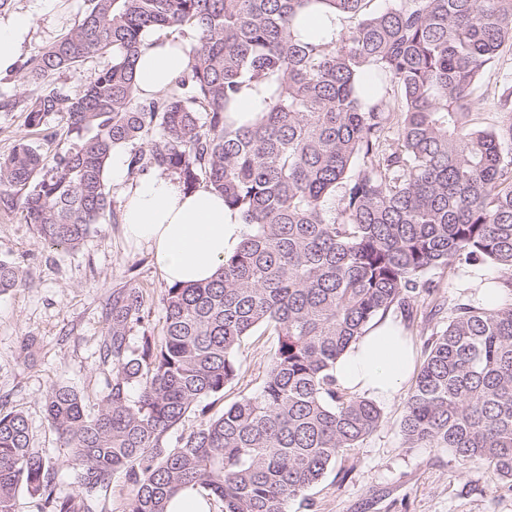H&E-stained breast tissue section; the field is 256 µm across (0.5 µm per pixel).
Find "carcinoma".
Listing matches in <instances>:
<instances>
[{
    "mask_svg": "<svg viewBox=\"0 0 512 512\" xmlns=\"http://www.w3.org/2000/svg\"><path fill=\"white\" fill-rule=\"evenodd\" d=\"M85 2L77 25L20 66L37 87L30 131L59 116L79 143L47 157L19 139L0 160V198L41 244L76 250L101 221H118L106 173L126 146L130 176L204 183L245 232L213 280L165 289L159 338L133 341L143 294L112 291L99 349L112 381L96 413L69 386L47 393L81 499L30 448L26 417L0 407V512H20L22 489L41 512H101L117 474L123 512H167L186 488L224 512H288L382 422L373 401L337 385L336 360L388 314L437 294L431 272L457 264L497 268L507 294L492 308L450 303L424 341L402 446L484 463L512 490V85L494 128L469 123L478 77L512 43V0ZM308 8L353 25L302 35ZM154 30L182 39L189 64L142 98L134 59ZM99 57L110 61L79 96L42 88ZM247 90L261 108L242 122ZM23 283L0 257V293ZM261 327L278 345L259 389L171 440L224 395L243 338Z\"/></svg>",
    "mask_w": 512,
    "mask_h": 512,
    "instance_id": "carcinoma-1",
    "label": "carcinoma"
}]
</instances>
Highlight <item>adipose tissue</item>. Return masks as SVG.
<instances>
[{
    "mask_svg": "<svg viewBox=\"0 0 512 512\" xmlns=\"http://www.w3.org/2000/svg\"><path fill=\"white\" fill-rule=\"evenodd\" d=\"M188 62L179 40L145 37L134 66L141 96L153 97L165 90ZM112 176L125 186L122 221L126 238L149 250L167 284L210 280L239 246L244 225L206 185L187 191L175 177L162 173L127 181L117 150L112 153ZM416 363L411 341L399 325L388 321L348 347L336 362V381L348 392L390 401L414 373Z\"/></svg>",
    "mask_w": 512,
    "mask_h": 512,
    "instance_id": "obj_1",
    "label": "adipose tissue"
}]
</instances>
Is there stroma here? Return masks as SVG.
Listing matches in <instances>:
<instances>
[{
  "mask_svg": "<svg viewBox=\"0 0 512 512\" xmlns=\"http://www.w3.org/2000/svg\"><path fill=\"white\" fill-rule=\"evenodd\" d=\"M84 0H13L11 14L30 16L21 58H28L66 33L78 20ZM512 83V48L486 68L477 80L470 116L473 126L496 124L494 103ZM32 90L19 69L0 75V92L15 100L0 108V158L16 140L30 137L50 156L76 145L60 117L48 120L50 137L31 135L22 100ZM0 256L24 271L25 286L0 294V404L22 412L29 424L30 446L50 458L61 489L77 493L65 449L60 448L46 419L44 399L54 386L77 391L88 413H96L112 366L102 363L99 347L106 331L103 308L113 289L142 291L145 313L134 335L162 333L160 298L166 287L146 249L128 243L123 226L98 224L74 251L43 246L20 210L0 203ZM277 347V337L261 329L246 337L238 352L237 379L208 408L220 415L240 395L255 392ZM406 394L381 403L382 422L346 460L329 469L307 492L308 504L292 502L288 512H512V491L502 488L486 466L460 465L442 448H406L400 422Z\"/></svg>",
  "mask_w": 512,
  "mask_h": 512,
  "instance_id": "35a3bbf8",
  "label": "stroma"
}]
</instances>
